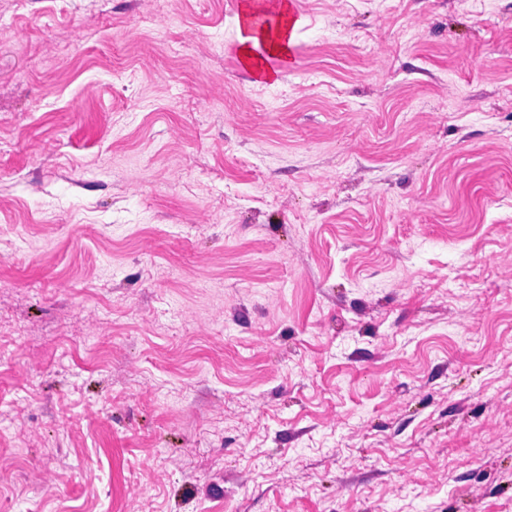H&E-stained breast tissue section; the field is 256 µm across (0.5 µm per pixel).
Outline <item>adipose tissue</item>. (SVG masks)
Here are the masks:
<instances>
[{"instance_id": "obj_1", "label": "adipose tissue", "mask_w": 512, "mask_h": 512, "mask_svg": "<svg viewBox=\"0 0 512 512\" xmlns=\"http://www.w3.org/2000/svg\"><path fill=\"white\" fill-rule=\"evenodd\" d=\"M256 13L254 0H241L237 15L238 26L242 33L239 57L242 64L256 77H263L264 72L258 65L254 50L258 45H265L272 54H287L292 42L294 26L287 13H280L275 31H268L255 26L253 17Z\"/></svg>"}]
</instances>
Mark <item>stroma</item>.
Masks as SVG:
<instances>
[{
	"label": "stroma",
	"mask_w": 512,
	"mask_h": 512,
	"mask_svg": "<svg viewBox=\"0 0 512 512\" xmlns=\"http://www.w3.org/2000/svg\"><path fill=\"white\" fill-rule=\"evenodd\" d=\"M0 0V512H512V0ZM254 0H243L239 3V13L237 15L240 31L246 34L240 38L239 57L242 64L249 69L257 78L271 80L272 74L265 73L257 64L254 54L260 42L265 46L270 54L285 55L292 42L294 24L288 18V0H283L280 9L279 22L274 33L271 34L266 28L260 29L255 26L253 17L256 13V4ZM276 1H258L259 9L256 13V20L259 22L264 13H275L267 4H274ZM276 14V13H275Z\"/></svg>",
	"instance_id": "1"
}]
</instances>
